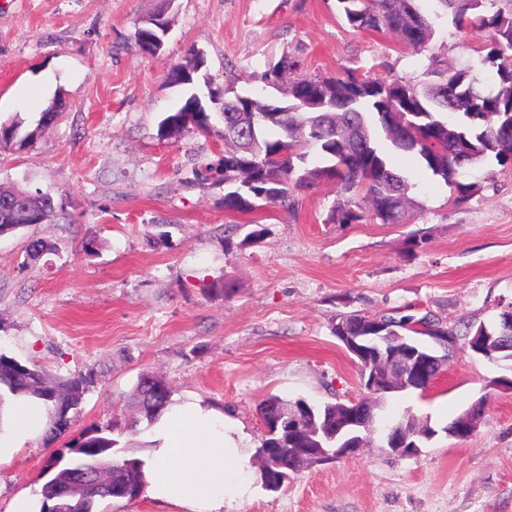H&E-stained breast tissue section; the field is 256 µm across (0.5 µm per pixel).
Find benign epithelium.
Wrapping results in <instances>:
<instances>
[{"label":"benign epithelium","instance_id":"1","mask_svg":"<svg viewBox=\"0 0 512 512\" xmlns=\"http://www.w3.org/2000/svg\"><path fill=\"white\" fill-rule=\"evenodd\" d=\"M169 25H158L155 36H144L150 40L146 47L152 55L158 57L164 46V37L168 33ZM337 339L344 345L349 354L356 357L357 363L363 367L362 379L365 389L370 393L386 386L392 391H404L421 384L431 386L437 376L429 375L430 367L441 366L446 358L440 352H448L456 347V342L443 333L433 336L435 346L423 345L411 336L395 335L390 324L380 318L372 319V326L362 329L354 322H340L336 324ZM471 350L484 359L493 361L500 353L508 354L512 360V330H489L481 327L471 336L469 341ZM347 412L342 425L334 430H323L326 439L336 442V447L301 448L299 452L310 460H331L346 458L355 455L368 435H375L376 429L371 427L373 408L365 401H353L344 407ZM311 408L306 403H295L278 414V421L288 428V436L297 439L303 427L313 417ZM478 426L473 419L459 420L444 428V432L452 437L472 435ZM436 432L419 433L417 436L401 437L396 430L383 436L388 448L399 454H414L418 451L420 440H430ZM109 470L100 466L79 470L75 472L77 481L96 487L100 490L112 489V482L108 480Z\"/></svg>","mask_w":512,"mask_h":512}]
</instances>
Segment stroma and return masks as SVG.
<instances>
[{
  "label": "stroma",
  "mask_w": 512,
  "mask_h": 512,
  "mask_svg": "<svg viewBox=\"0 0 512 512\" xmlns=\"http://www.w3.org/2000/svg\"><path fill=\"white\" fill-rule=\"evenodd\" d=\"M162 0H0V122L61 119L22 150L0 151V183L50 193L58 211L0 236V351L54 377L91 382L68 438L123 420L137 378L153 373L221 412L244 435L250 491L232 512H512V391L500 367L457 350L427 393L392 392L382 415L410 414L437 431L415 455L372 440L352 458L318 464L279 492L253 458L258 405L275 394L320 405L363 396L359 367L334 334L339 314L431 315L457 334L495 324L512 304V170H478L457 204L413 160L399 166L418 203L403 224H332L335 185L296 192L292 208L224 209V187L190 186L203 159L224 154V124L177 139L160 122L184 94L167 63L205 54L213 86L247 80L283 55L307 74L345 69L391 81L422 78L430 56L478 65L490 33L439 20L411 50L391 33H356L336 0H174L159 57L135 41ZM98 248L85 254L86 235ZM50 253L28 259L27 237ZM474 434L443 428L478 399ZM43 435L0 458V512L47 481Z\"/></svg>",
  "instance_id": "1"
}]
</instances>
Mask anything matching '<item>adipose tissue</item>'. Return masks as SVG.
Masks as SVG:
<instances>
[{
  "label": "adipose tissue",
  "instance_id": "adipose-tissue-1",
  "mask_svg": "<svg viewBox=\"0 0 512 512\" xmlns=\"http://www.w3.org/2000/svg\"><path fill=\"white\" fill-rule=\"evenodd\" d=\"M44 425L42 409L18 401L9 427L0 433V457ZM148 439L155 445L146 466L152 498L185 512H221L247 494V482L238 477L247 464L240 440L216 411L193 401L170 404Z\"/></svg>",
  "mask_w": 512,
  "mask_h": 512
}]
</instances>
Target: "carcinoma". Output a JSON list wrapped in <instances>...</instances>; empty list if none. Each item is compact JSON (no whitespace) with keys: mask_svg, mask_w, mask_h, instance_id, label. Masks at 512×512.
I'll use <instances>...</instances> for the list:
<instances>
[{"mask_svg":"<svg viewBox=\"0 0 512 512\" xmlns=\"http://www.w3.org/2000/svg\"><path fill=\"white\" fill-rule=\"evenodd\" d=\"M345 23L356 32H392L414 50L425 47L435 34L439 15L421 10L418 0H337ZM459 30L493 29L494 36L479 67L441 68L431 58L425 80L397 79L391 82L347 69L336 75H300V60L284 55L279 67L278 95L269 96L265 70L260 80L264 90L253 92L224 86V95L198 89L197 70L204 61L189 52L169 65L166 83L184 89L180 105L160 124L161 133L177 138L187 131L185 114L207 120L216 105L224 104V157L218 163H198L192 173L197 185L208 184L216 172L224 183V210L250 213L259 203L290 204L293 193L323 181L336 185V200L327 216L332 224L370 221L402 224L413 205V184L394 166L379 141L389 142L397 155L416 160L432 177L450 186L456 204L478 191L470 180L471 169L494 160L512 169V123L504 113L512 110V15L489 14L490 0H436ZM46 113L36 126L20 116L0 123V150L30 146L45 127ZM469 159L461 168L456 158ZM56 208L54 197L31 192L25 206L5 210L0 204V236L15 233ZM149 374L137 380V417L129 425L136 434L142 421L153 425L170 404L171 388L161 377L146 386ZM88 378L77 375L49 379L39 365L0 352V407L5 397H29L41 401L49 412L45 432L51 445L70 428V413L77 411ZM289 400L270 395L259 403V414L273 436L262 439L260 449L277 446L268 459L272 467L295 462V445L288 433L272 421ZM101 460L112 466L118 480L130 486L128 500L138 499L147 487L145 461L130 447H119L113 429L92 425L51 454L45 470L53 476L41 487L40 512H56L63 503L61 489L73 481L74 468ZM102 494L87 487L69 500L75 512H93Z\"/></svg>","mask_w":512,"mask_h":512,"instance_id":"carcinoma-1","label":"carcinoma"}]
</instances>
